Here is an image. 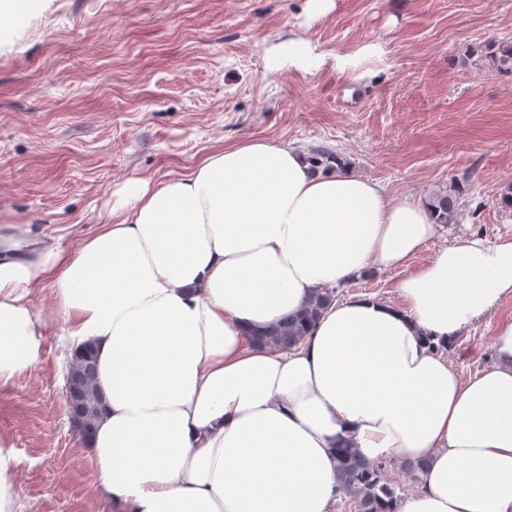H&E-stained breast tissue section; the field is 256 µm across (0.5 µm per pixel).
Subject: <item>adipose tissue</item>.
I'll use <instances>...</instances> for the list:
<instances>
[{
    "instance_id": "adipose-tissue-1",
    "label": "adipose tissue",
    "mask_w": 512,
    "mask_h": 512,
    "mask_svg": "<svg viewBox=\"0 0 512 512\" xmlns=\"http://www.w3.org/2000/svg\"><path fill=\"white\" fill-rule=\"evenodd\" d=\"M120 210L77 249L0 263V382L40 362L38 288L65 314L61 350H97L102 512H333L347 443L430 456L395 512H512V322L472 377L439 350L512 297V240L445 247L399 282L401 307L347 295L283 350L251 331L405 268L439 229L427 201L247 138L130 181Z\"/></svg>"
}]
</instances>
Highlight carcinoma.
<instances>
[{
    "label": "carcinoma",
    "mask_w": 512,
    "mask_h": 512,
    "mask_svg": "<svg viewBox=\"0 0 512 512\" xmlns=\"http://www.w3.org/2000/svg\"><path fill=\"white\" fill-rule=\"evenodd\" d=\"M497 68L502 73L512 74V41L488 42ZM312 163L330 166L337 162H350L327 149H314L309 154ZM464 192L460 180L454 178L434 189L429 205L440 224H455L459 216V201ZM335 300L334 291L327 288L313 291L302 308L283 320L259 329L252 334V341L261 346L292 347L298 344L321 314ZM69 373L77 381L82 400V424L89 433H94L104 410L102 395L96 378L95 350L87 344L74 353ZM393 460L380 458L369 460L357 448L338 449V480L342 494L353 505L354 512H387L385 506L398 501L396 485L386 478L387 469ZM427 467V459L405 461L401 464L404 474L413 482Z\"/></svg>",
    "instance_id": "carcinoma-1"
}]
</instances>
